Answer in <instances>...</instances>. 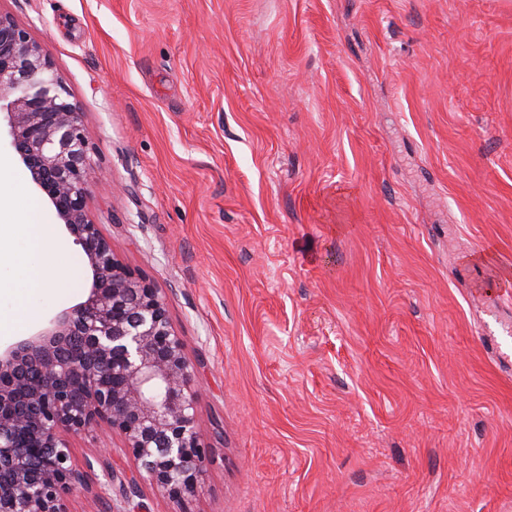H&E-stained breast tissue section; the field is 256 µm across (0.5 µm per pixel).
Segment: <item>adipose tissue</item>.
<instances>
[{"instance_id":"ef3b65f1","label":"adipose tissue","mask_w":512,"mask_h":512,"mask_svg":"<svg viewBox=\"0 0 512 512\" xmlns=\"http://www.w3.org/2000/svg\"><path fill=\"white\" fill-rule=\"evenodd\" d=\"M18 220L0 224V262L7 263L10 285L0 289V335L19 334L36 315L32 296L52 291L70 271L65 254L47 262L43 254L56 231L47 224L40 202L32 197L20 199Z\"/></svg>"}]
</instances>
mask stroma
Returning <instances> with one entry per match:
<instances>
[{"label": "stroma", "instance_id": "stroma-1", "mask_svg": "<svg viewBox=\"0 0 512 512\" xmlns=\"http://www.w3.org/2000/svg\"><path fill=\"white\" fill-rule=\"evenodd\" d=\"M82 114L87 208L188 344L189 512H512V0H0ZM0 128V220L41 192ZM34 334L85 300L84 253ZM64 497L117 512L132 464Z\"/></svg>", "mask_w": 512, "mask_h": 512}]
</instances>
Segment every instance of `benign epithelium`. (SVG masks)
Masks as SVG:
<instances>
[{"mask_svg":"<svg viewBox=\"0 0 512 512\" xmlns=\"http://www.w3.org/2000/svg\"><path fill=\"white\" fill-rule=\"evenodd\" d=\"M11 146L87 258L86 299L0 352V498L10 512H66L87 483L65 435L106 426L124 441L138 481L178 502L206 476L195 425L194 368L160 291L115 255L87 210L102 183L89 162L81 112L28 32L0 14V115Z\"/></svg>","mask_w":512,"mask_h":512,"instance_id":"7a95c632","label":"benign epithelium"}]
</instances>
